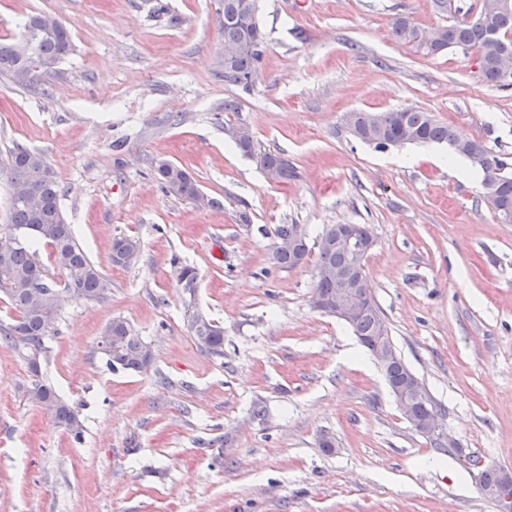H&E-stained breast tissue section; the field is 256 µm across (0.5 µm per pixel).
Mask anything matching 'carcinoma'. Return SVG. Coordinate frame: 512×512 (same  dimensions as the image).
I'll use <instances>...</instances> for the list:
<instances>
[{
  "instance_id": "1",
  "label": "carcinoma",
  "mask_w": 512,
  "mask_h": 512,
  "mask_svg": "<svg viewBox=\"0 0 512 512\" xmlns=\"http://www.w3.org/2000/svg\"><path fill=\"white\" fill-rule=\"evenodd\" d=\"M435 9L449 15L448 24L435 30L433 41L411 19L397 17L391 27L394 39L418 53L436 55L448 50H475L480 57L481 77L503 89L512 88V78H504L503 62L512 65V0H479L476 10L458 19L452 0H434ZM48 15L31 13L19 27L18 38L34 39L33 54L20 59L14 53L15 40L0 39V77L23 88L39 84L59 72V65L75 51L69 30L61 23H47ZM224 81L247 86L252 83L264 54V37L257 20V0H224ZM350 133L356 139L377 148L403 147L412 144H447L448 149L466 157L483 173L482 183L491 184L485 198L494 213L512 211V170L484 143L460 140L453 129L438 122L429 112L402 109L389 112H355L348 119ZM224 135L242 155L256 160L272 178L286 183L296 178L294 166L279 153L256 149L253 132L238 121H224ZM152 170L161 188L176 197L197 201L202 193L191 175L182 167L165 159L153 162ZM6 172L12 188L25 194L10 196L9 217L17 234L0 233V295L14 316L0 327V342L22 353L28 371L36 376L28 390L29 401L47 411L56 424L74 440L83 437L84 426L79 412L69 405L54 386L40 379L41 362L47 360V318L58 319L62 295L89 303L108 298L110 279L89 259L76 241L73 226L66 222L61 207V187L56 171L44 155L21 144L9 150ZM335 225L325 227L319 239L317 274L313 291L329 304L336 302L339 288L337 276L354 265V258L329 244ZM348 232L362 244L375 243L368 224H351ZM271 260L280 267H295L309 254L306 236L297 224H279L274 228ZM51 248L53 265L64 276L63 285L56 284L48 267L38 255V245ZM141 256L139 239L119 235L112 239V266L130 268ZM175 277L184 290H194L198 270L175 259ZM369 351H374L388 324L378 304L345 320ZM189 331L194 343L216 356L224 355V328L203 312L190 316ZM106 365L114 371L137 373L145 369L153 357L148 343L138 336L130 323L112 318L97 341ZM410 368L401 355L393 357L384 369L386 381L402 385ZM414 424L431 413H442V405L434 397L411 399L408 404ZM507 477L495 463H486L479 472L480 486L485 491L498 489Z\"/></svg>"
}]
</instances>
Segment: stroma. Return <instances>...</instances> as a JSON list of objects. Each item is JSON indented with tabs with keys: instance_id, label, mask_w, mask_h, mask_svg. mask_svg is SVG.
Listing matches in <instances>:
<instances>
[{
	"instance_id": "obj_1",
	"label": "stroma",
	"mask_w": 512,
	"mask_h": 512,
	"mask_svg": "<svg viewBox=\"0 0 512 512\" xmlns=\"http://www.w3.org/2000/svg\"><path fill=\"white\" fill-rule=\"evenodd\" d=\"M29 12L64 23L76 50L36 87L0 77V158L15 142L44 154L112 292L63 303L41 364L82 441L27 400V366L0 344V512H497L477 465L512 469V224L437 145L379 149L346 124L420 109L512 164V90L482 81L475 54L390 34L399 16L445 24L432 0H258L265 49L246 88L224 80L221 0H0V35ZM228 98L294 180L227 139ZM156 159L218 207L165 193ZM279 224L311 247L327 225H371L370 291L455 451L417 433L351 329L312 308L316 252L271 263ZM117 235L139 238L135 266L110 263ZM176 259L198 269L194 292ZM197 309L223 326V356L193 342ZM115 316L152 348L142 372L110 370L97 348Z\"/></svg>"
}]
</instances>
